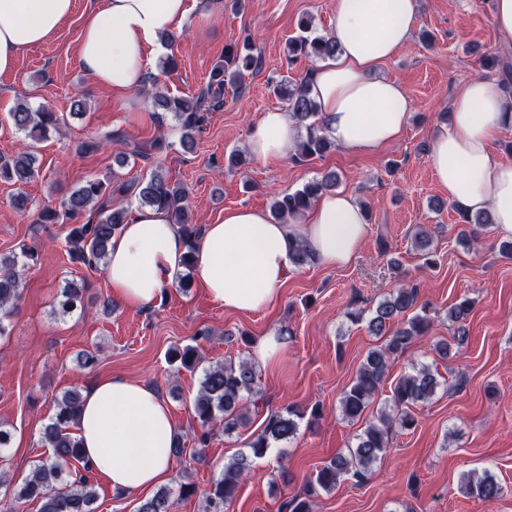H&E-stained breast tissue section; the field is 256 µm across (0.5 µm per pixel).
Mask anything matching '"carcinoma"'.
Returning a JSON list of instances; mask_svg holds the SVG:
<instances>
[{
	"instance_id": "1",
	"label": "carcinoma",
	"mask_w": 512,
	"mask_h": 512,
	"mask_svg": "<svg viewBox=\"0 0 512 512\" xmlns=\"http://www.w3.org/2000/svg\"><path fill=\"white\" fill-rule=\"evenodd\" d=\"M300 35L288 41V63L294 65L302 57L327 60L335 57L336 39L328 36L311 38L306 35L310 21L303 18L298 23ZM260 57L253 53L251 43L245 41L237 47H229L211 70L206 86L196 95H171L161 91L150 93L153 107L158 112H170L181 125L180 145L186 151L194 149L196 134L205 122V112L224 105V89L227 86L240 88L248 73L259 68ZM310 73H305L293 82L282 79L274 92L284 99L297 124L305 129L294 145L292 160L306 162L321 157L336 148L324 133L318 121L320 107L307 91ZM10 118L15 127L35 140L47 137L50 130L65 123V116L43 107L36 111L26 104H18ZM129 152L115 158L118 167L129 164L130 158L148 159L154 150H162L165 143L159 139L152 142H128ZM37 157L29 152L15 155H0V182L23 185L39 176ZM336 172L331 171L315 178L302 188L275 197L270 206L272 218L280 223L296 221L324 195L336 186ZM133 194L142 206L154 207L171 213L173 223L188 242V253L184 266H194L193 244L201 226L189 219V203L185 189L170 182L157 171L148 178L117 182V178L88 179L75 189L59 208H44L35 220L37 224H67L65 243L70 260L74 263L96 268L107 261L112 236L128 223V210L114 203V196ZM462 219L458 239L465 242L483 227L490 224L487 213L471 214L457 208ZM41 256L39 246L33 244L22 250L21 256L0 254V337L7 335L10 320L22 291V282L17 272L18 258L35 263ZM87 285L71 281L59 294L58 307L63 314L84 305ZM418 290L414 285H403L385 296L375 307L368 320L369 332L385 338L384 344L371 350L352 384L340 398V409L344 419L359 420L379 391V386L389 374L391 360L402 355L420 336L426 335L432 324L428 309L417 307ZM472 310V302L463 297L448 308V320L455 324L452 340H440L435 345L437 355L446 359L452 349L468 343L466 322ZM170 358L193 372L202 358L197 347L186 345L174 348ZM258 374L254 364L248 360L226 361L203 369L199 389L193 399L194 418L199 422L202 444L214 434L216 427L232 432L247 424L249 408L261 410ZM439 380L427 366H412L410 372L400 376L395 383L387 405L380 410L378 422L368 425L356 435L355 446L346 454H338L323 463L310 478V489L330 492L336 489L343 477L349 476L362 483L374 463L385 453L393 428L411 431L417 420L412 407L424 403L435 395ZM83 402L82 391L74 388L66 391L56 401L55 417L46 424L42 440L52 453L37 464L29 477L14 488L13 499L36 501L39 512H95L96 492L89 478L90 467L83 459L79 439L72 427ZM303 413L287 408L266 414L263 428L249 443L248 451L237 455L224 467V473L210 489L203 493L205 512H227L233 502L242 477L248 475L255 460L264 457L272 444L293 438L299 429ZM464 490L484 501L491 502L501 494V485L494 476L484 473L475 479L467 476ZM196 493V486L181 481L177 490L162 488L152 497L139 502L136 512H173L176 498Z\"/></svg>"
}]
</instances>
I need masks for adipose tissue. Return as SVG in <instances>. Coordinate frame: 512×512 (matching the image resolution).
Listing matches in <instances>:
<instances>
[{
	"label": "adipose tissue",
	"mask_w": 512,
	"mask_h": 512,
	"mask_svg": "<svg viewBox=\"0 0 512 512\" xmlns=\"http://www.w3.org/2000/svg\"><path fill=\"white\" fill-rule=\"evenodd\" d=\"M74 10V0H0V74L21 53L50 39ZM189 0H100L86 12L77 63L97 86L124 93L146 81L149 54L162 36L181 31ZM418 15L417 0H336L335 59L314 69L308 92L320 106L326 135L342 149L376 153L396 142L411 115L402 86L373 69L404 50ZM512 124V99L491 81L474 78L458 88L446 124L432 141V161L448 199L471 212L489 211L496 231L512 236V161L491 143ZM300 129L284 110L264 112L248 139L257 159L283 157ZM368 226L355 196H321L294 224L241 207L204 225L187 244L168 213L136 210L113 235L105 273L113 297L130 308L152 304L171 286L187 249L210 299L235 312H261L279 298L297 266V247L333 269L361 252ZM85 459L112 488L147 492L167 480L176 426L156 388L123 376L90 384L76 425Z\"/></svg>",
	"instance_id": "1"
}]
</instances>
